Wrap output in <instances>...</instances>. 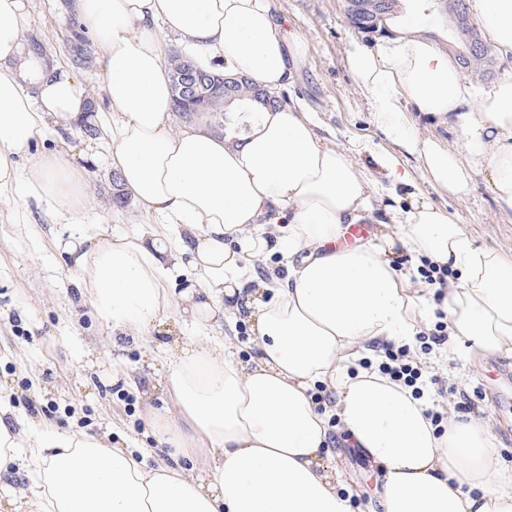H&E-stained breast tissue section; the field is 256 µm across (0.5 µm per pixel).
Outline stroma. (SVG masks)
Returning a JSON list of instances; mask_svg holds the SVG:
<instances>
[{
	"label": "stroma",
	"instance_id": "stroma-1",
	"mask_svg": "<svg viewBox=\"0 0 512 512\" xmlns=\"http://www.w3.org/2000/svg\"><path fill=\"white\" fill-rule=\"evenodd\" d=\"M50 3L30 0L28 27L41 37L48 56L63 65V25ZM345 6L346 0H270L275 20L298 44L287 96L310 109L319 136L345 151L369 179L387 178L379 157L399 156V170L407 176L397 187L402 199L448 209L475 246L512 259V210L499 206L483 174H474L460 195L434 189L420 161L401 154L373 122L352 83L346 50L352 39L369 43L374 36L350 27ZM89 187L92 202L77 223L105 224L129 234L155 231L136 203L124 209L110 205V170L91 168ZM72 225L47 217L44 207L25 199L23 191L0 198V384L8 389L0 404L33 431L50 425L102 435L110 443L144 452L148 463H158L166 451L151 432L145 394L163 374L156 356L160 337L113 339L73 287L72 273L55 250V239L69 234ZM466 349L459 344L423 366L424 396L433 410L444 413L468 395L473 416L494 434L501 458L512 463V406L496 408L492 379L493 373L512 371V359L492 356L475 364ZM326 454L337 477L355 493L354 512H383L380 470L354 448L339 423L331 425Z\"/></svg>",
	"mask_w": 512,
	"mask_h": 512
}]
</instances>
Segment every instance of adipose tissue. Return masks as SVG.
<instances>
[{
    "label": "adipose tissue",
    "mask_w": 512,
    "mask_h": 512,
    "mask_svg": "<svg viewBox=\"0 0 512 512\" xmlns=\"http://www.w3.org/2000/svg\"><path fill=\"white\" fill-rule=\"evenodd\" d=\"M73 6L102 49L105 153L87 152L76 164L38 151L48 125L83 130L89 96L71 71L29 55L28 0H0V196L21 188L76 217L90 202L88 164L103 161L162 230L146 237L96 224L57 242L75 287L113 333L157 332L175 303L194 333L171 347L156 388L163 405L150 418L169 464L146 467L86 433L49 427L30 435L0 407V475L39 476L31 497L1 492L0 512H353V491L322 455L334 416L380 466L384 512H512V493L494 486L506 467L482 421L452 417L437 434L423 399L359 364L369 344L413 346L428 322L431 288L397 270V246L458 272L442 290L449 342H469L476 359L512 356V260L475 247L445 209L384 205L405 180L395 156L380 159L390 185L369 183L292 100L255 118L233 113L240 133L172 128L167 41L208 71L271 93L288 87V32L268 0ZM470 10L499 56L512 58V0H471ZM385 27L374 44L350 41L346 56L377 125L418 158L437 189L464 192L483 173L512 210V71L484 83L411 17ZM412 110L456 120L459 151L419 135L406 119ZM382 221L393 233L336 248L344 225ZM259 253L283 254L285 276L253 280L245 262ZM178 276L191 286L176 302L168 285ZM238 294L242 305H225ZM239 314L257 349L248 365L215 333ZM319 383L337 391L333 407L317 408L311 391ZM198 457L203 466L189 473L185 461Z\"/></svg>",
    "instance_id": "1"
}]
</instances>
